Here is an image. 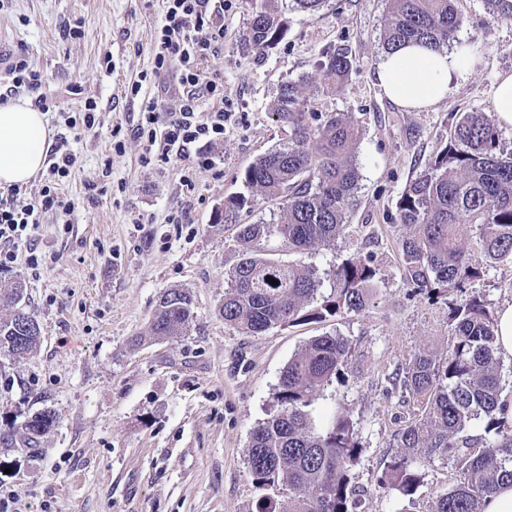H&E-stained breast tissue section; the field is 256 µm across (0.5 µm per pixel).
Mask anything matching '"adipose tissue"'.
Returning a JSON list of instances; mask_svg holds the SVG:
<instances>
[{
	"mask_svg": "<svg viewBox=\"0 0 512 512\" xmlns=\"http://www.w3.org/2000/svg\"><path fill=\"white\" fill-rule=\"evenodd\" d=\"M473 64L464 46L435 50L411 44L384 56L376 78L396 104L424 109L445 99ZM50 144L48 119L30 99L0 104V187L27 183L45 166Z\"/></svg>",
	"mask_w": 512,
	"mask_h": 512,
	"instance_id": "adipose-tissue-1",
	"label": "adipose tissue"
}]
</instances>
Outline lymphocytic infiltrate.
Returning <instances> with one entry per match:
<instances>
[{
    "mask_svg": "<svg viewBox=\"0 0 512 512\" xmlns=\"http://www.w3.org/2000/svg\"><path fill=\"white\" fill-rule=\"evenodd\" d=\"M224 7L225 0H162L153 74L160 78L175 73L181 91L168 112H159L153 104L146 106L133 130L144 144V164L180 162L188 184L195 175L218 170L224 163L218 147L232 114L224 107L223 79L204 74L205 63L224 43ZM4 63L12 89L33 91L34 106L49 111V99L40 93L45 78L31 67L25 54H7ZM76 162L72 153L53 154L39 176L37 192H29L24 185L0 192V268L12 267L18 249L23 248L28 268L38 269L42 256L36 233L45 214L71 212L72 204L62 187Z\"/></svg>",
    "mask_w": 512,
    "mask_h": 512,
    "instance_id": "1",
    "label": "lymphocytic infiltrate"
}]
</instances>
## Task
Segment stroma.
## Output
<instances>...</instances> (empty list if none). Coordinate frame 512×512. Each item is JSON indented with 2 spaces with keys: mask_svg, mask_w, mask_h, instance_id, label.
I'll return each instance as SVG.
<instances>
[{
  "mask_svg": "<svg viewBox=\"0 0 512 512\" xmlns=\"http://www.w3.org/2000/svg\"><path fill=\"white\" fill-rule=\"evenodd\" d=\"M285 9L279 43L259 55L242 37L251 0H232L224 13V45L204 66L224 80L233 120L224 130L220 172L181 179L178 163L143 165V144L131 129L163 94L152 75L156 0H0V48L24 52L46 81L53 144L78 164L63 187L69 218L46 215L39 231L43 261L0 269V287L21 283L40 326L34 353L0 362V429L37 408L59 421L37 461L0 458V512H255L262 491L245 448L252 428L275 409L288 361L313 337L339 335L350 353L344 378L321 389L316 420L346 409L359 454L351 484L357 512H427L433 494L452 480L450 465L425 466L413 499L379 489L397 452V434L412 420L388 381L420 348L443 353L450 341L449 302L479 297L489 314L512 304V264L489 263L473 232L464 243L482 274L464 292L432 300L408 283L393 224L396 203L448 142L464 112L491 109L498 78L512 74V20L492 17L485 0H457L472 71L448 97L426 109L389 100L377 85L387 0H326L315 14ZM82 35L71 38L68 24ZM348 48L354 71L332 98L313 99V112H347L362 126L360 181L343 233L334 245L280 259L326 275L343 260L368 256L376 268L374 305L326 321L243 334L224 322V273L237 259L235 228L216 223L228 197L243 193L244 173L283 133L269 115L280 85L311 73L326 53ZM142 81L139 96L129 83ZM98 103L93 133L65 119L86 99ZM123 147L111 151L112 130ZM111 177H101L104 159ZM189 292L195 320L183 336L147 334L159 295Z\"/></svg>",
  "mask_w": 512,
  "mask_h": 512,
  "instance_id": "obj_1",
  "label": "stroma"
}]
</instances>
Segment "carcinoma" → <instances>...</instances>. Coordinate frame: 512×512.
<instances>
[{"label":"carcinoma","instance_id":"cac0c4a2","mask_svg":"<svg viewBox=\"0 0 512 512\" xmlns=\"http://www.w3.org/2000/svg\"><path fill=\"white\" fill-rule=\"evenodd\" d=\"M273 0H253L245 43L259 55L273 48L287 21ZM382 47L421 42L448 47L461 25L453 0H388ZM324 0H289L288 8L314 14ZM353 71L345 48L328 52L313 72L281 85L271 116L288 139L247 168L249 195L232 197L216 223L238 215L253 202L271 200L277 212L265 222L236 225L237 261L224 275V323L246 334L299 322L322 321L345 312L363 313L373 304L376 269L369 258L347 259L329 274L330 293L313 269L267 258L262 245L275 242L290 252L333 244L348 222L357 190V148L361 129L344 112H311L310 100L332 96ZM393 221L400 239L406 278L414 292L437 298L480 275L469 262L461 232L477 230L487 261L512 263V152L500 148L494 115L465 112L450 126L448 144L402 192ZM276 280L272 284L269 279ZM20 286L0 292L10 308L0 319V352L14 360L37 346L40 327L23 304ZM194 320L191 295L163 292L148 335H183ZM448 350L421 349L402 376L392 379L418 413L397 435L398 454L385 467L378 488L413 497L423 485L418 460L451 463L448 488L435 493L429 512H483L487 498L512 486V415L502 400L501 361L495 325L477 297L454 305ZM349 347L340 336L314 338L281 372L277 409L250 433L245 451L249 473L266 494L257 512H354L350 471L357 460L354 422L338 409L323 424L312 416L316 393L345 374ZM58 423L51 408L39 409L0 434V454L37 457L40 441ZM474 425L493 442L479 445Z\"/></svg>","mask_w":512,"mask_h":512}]
</instances>
